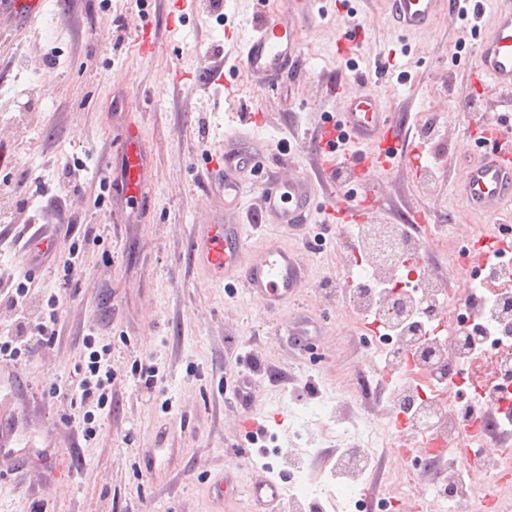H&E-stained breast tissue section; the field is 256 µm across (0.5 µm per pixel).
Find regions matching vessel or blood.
Returning a JSON list of instances; mask_svg holds the SVG:
<instances>
[{"label":"vessel or blood","instance_id":"vessel-or-blood-1","mask_svg":"<svg viewBox=\"0 0 512 512\" xmlns=\"http://www.w3.org/2000/svg\"><path fill=\"white\" fill-rule=\"evenodd\" d=\"M391 19L404 33L431 27L442 0H390ZM492 31L479 44L476 70L491 86L512 91V0H494ZM45 0H15L11 14L25 25L41 17ZM244 65L256 85L275 88L292 82L301 62L300 44L291 20L274 15L262 20L244 41ZM345 131L349 140L369 147H383L388 158L403 155L407 145L394 128L379 99L369 92H347L345 109L337 125L325 127L317 142L325 172L336 167V135ZM135 131H128L121 148V191L128 200L144 201L151 182ZM462 189L473 207L496 214L512 202V165L497 157L472 161L464 170ZM266 208L283 224H304L311 217L314 188L306 176H296L263 192ZM202 253L217 277L232 280L267 308H277L302 284V267L296 253L276 248L249 252L242 225L227 220L212 224Z\"/></svg>","mask_w":512,"mask_h":512}]
</instances>
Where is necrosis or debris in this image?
<instances>
[{"mask_svg":"<svg viewBox=\"0 0 512 512\" xmlns=\"http://www.w3.org/2000/svg\"><path fill=\"white\" fill-rule=\"evenodd\" d=\"M356 243L367 264L348 282L354 304L389 325L374 343L379 364L373 379L391 388L396 404L409 406L413 433L433 439L443 456L441 481L399 499L433 512H485L512 489V439L499 438L494 454L483 451L494 425L489 411L512 426V334L502 326L512 315V289L501 301L468 300L427 280L419 264L400 263L406 252L441 249L436 236L406 243L396 225L369 224ZM477 353L487 356L490 377L464 380L462 371ZM328 427L350 446L337 470L356 486L385 437L376 429L348 428L337 417Z\"/></svg>","mask_w":512,"mask_h":512,"instance_id":"1","label":"necrosis or debris"}]
</instances>
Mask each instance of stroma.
<instances>
[{"instance_id":"stroma-1","label":"stroma","mask_w":512,"mask_h":512,"mask_svg":"<svg viewBox=\"0 0 512 512\" xmlns=\"http://www.w3.org/2000/svg\"><path fill=\"white\" fill-rule=\"evenodd\" d=\"M47 0L42 17L15 30L0 13V145L17 152L30 175L21 195L26 213L41 216L59 193V174L82 167V192L71 209L82 218L58 230L50 265L0 243V272L25 282L32 296L56 293L62 333L22 366L13 412L17 432L31 442L26 455L0 456V512H257L253 483L267 477L282 500L309 505L319 491L325 512H336L346 489L336 475L339 441L325 426L337 413L363 429L385 424L390 393L355 400L373 368L363 320L345 299L325 291L328 277L348 280L344 236L332 208L346 196H370L368 224H425L447 234L449 251L487 228L512 224V204L486 216L462 189L470 161L488 148L478 140L468 95L512 129V99L479 81L475 59L491 32L489 0L477 31L465 28L455 6L443 5L428 30L404 34L387 15L386 0H269L267 14L295 19L305 64L294 82L275 90L252 84L242 39L259 20L255 0ZM125 26L123 43L112 34ZM356 31L349 57L336 55L340 35ZM395 58L394 69L379 62ZM374 93L409 148L431 160L432 189L407 159L370 173L366 182L323 180L315 141L343 101L340 78ZM134 129L153 173L138 219L113 187L120 178L118 145ZM243 141L263 162L241 170L246 191L224 198L225 140ZM296 175L310 176L315 200L305 231L265 212L262 191ZM245 224L248 249L286 247L303 261L301 288L277 310L264 308L233 281H213L192 256V242L214 218ZM87 224L100 242L73 256ZM70 281H63L67 267ZM304 316L316 328L293 344L287 327ZM112 346V412L95 439L76 431L78 411L58 400L38 413L22 401L51 384L76 387L86 364V335ZM154 366L151 389L132 378L136 364ZM248 383L253 397L237 389ZM250 415L265 427L251 442L237 422ZM59 455L45 468V442ZM427 483L429 469L399 458L394 443L379 449L364 480L370 500L391 499L394 483Z\"/></svg>"}]
</instances>
